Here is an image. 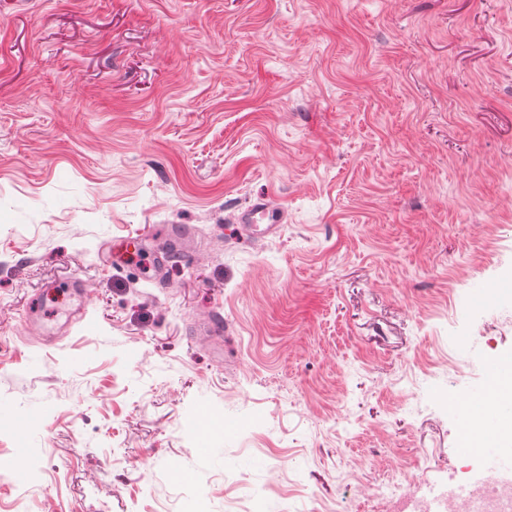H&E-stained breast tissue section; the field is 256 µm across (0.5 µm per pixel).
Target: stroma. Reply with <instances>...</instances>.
<instances>
[{
  "instance_id": "35a3bbf8",
  "label": "stroma",
  "mask_w": 512,
  "mask_h": 512,
  "mask_svg": "<svg viewBox=\"0 0 512 512\" xmlns=\"http://www.w3.org/2000/svg\"><path fill=\"white\" fill-rule=\"evenodd\" d=\"M145 227L158 276L112 245ZM491 284L512 0H0V512H237L275 473L348 512L390 450L455 481L437 397L512 357ZM441 353L468 381L403 380ZM237 223L242 225L247 235L264 237L278 230L279 224L282 223V214L266 198L260 197L241 211Z\"/></svg>"
}]
</instances>
